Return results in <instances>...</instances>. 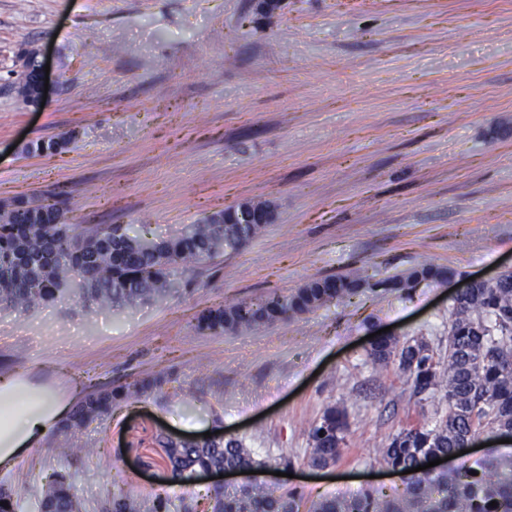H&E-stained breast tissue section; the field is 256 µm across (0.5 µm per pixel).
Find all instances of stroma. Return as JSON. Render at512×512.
<instances>
[{"mask_svg": "<svg viewBox=\"0 0 512 512\" xmlns=\"http://www.w3.org/2000/svg\"><path fill=\"white\" fill-rule=\"evenodd\" d=\"M49 61L44 107L23 106L9 71L21 44ZM66 136L58 154L27 143ZM62 195L80 227L132 225L157 238L246 201L275 220L243 247L182 274L181 288L117 312L64 298L0 312V376L81 402L148 373L177 397L129 400L57 455L47 433L0 485L32 507L48 476L75 475L85 512L104 491L167 486L160 434L195 438L223 418L254 457L290 459L266 488L304 507L366 489L402 494L379 448L446 402L419 405L396 364L366 356L380 329L448 355L452 295L512 268V0H0V204ZM430 263L444 283L383 281ZM362 270L350 303L258 331L196 327L209 308L288 295ZM348 412L334 465L310 466L308 431Z\"/></svg>", "mask_w": 512, "mask_h": 512, "instance_id": "35a3bbf8", "label": "stroma"}]
</instances>
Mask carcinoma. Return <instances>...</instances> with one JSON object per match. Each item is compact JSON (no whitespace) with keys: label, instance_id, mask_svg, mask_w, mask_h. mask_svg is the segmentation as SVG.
<instances>
[{"label":"carcinoma","instance_id":"carcinoma-1","mask_svg":"<svg viewBox=\"0 0 512 512\" xmlns=\"http://www.w3.org/2000/svg\"><path fill=\"white\" fill-rule=\"evenodd\" d=\"M67 139L30 143L29 153H60ZM63 213L59 202L33 206L19 198L0 207V309L31 311L55 303L65 294L84 307L132 309L157 301L177 290L178 271L237 249L258 235L262 224H226L224 212L190 224L170 238H155L120 225L81 231L71 224H56ZM445 270L422 264L390 280L387 287L409 288L420 281H438ZM366 278L347 275L311 280L293 293L272 295L257 302L241 301L204 311L197 319L200 331L239 332L269 326L298 314L310 313L326 303H344L357 295ZM448 357L442 363L422 342L401 343L391 336L376 338L368 349L374 364L398 362L412 382V395L423 403L440 397L448 415L433 424H410L389 438L380 449L382 462L400 475L405 491L390 497L365 490L349 500L326 498L308 512H512V452L488 449L464 471L406 473L427 457L454 454L469 437L488 442L512 431V271L497 283H479L449 311ZM174 382L164 372L146 374L111 389H95L57 427L66 435L112 414V408L132 395L162 394ZM348 431L345 408L330 406L309 430L313 467L336 463ZM170 467L169 483L186 485L195 473L220 470L264 469L266 460L255 458L243 441L168 439L160 442ZM495 501L497 506L489 503ZM164 492L146 500L122 490L101 499L100 512H172ZM295 491L279 496L258 483L239 490L214 491L212 512H301ZM38 512H80L73 492L72 474L56 472L42 488Z\"/></svg>","mask_w":512,"mask_h":512}]
</instances>
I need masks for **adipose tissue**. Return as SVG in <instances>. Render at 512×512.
<instances>
[{
  "instance_id": "ef3b65f1",
  "label": "adipose tissue",
  "mask_w": 512,
  "mask_h": 512,
  "mask_svg": "<svg viewBox=\"0 0 512 512\" xmlns=\"http://www.w3.org/2000/svg\"><path fill=\"white\" fill-rule=\"evenodd\" d=\"M41 406L24 408L0 418V465L9 467L38 445L45 431L53 429L70 412L67 400L51 392L40 394Z\"/></svg>"
}]
</instances>
